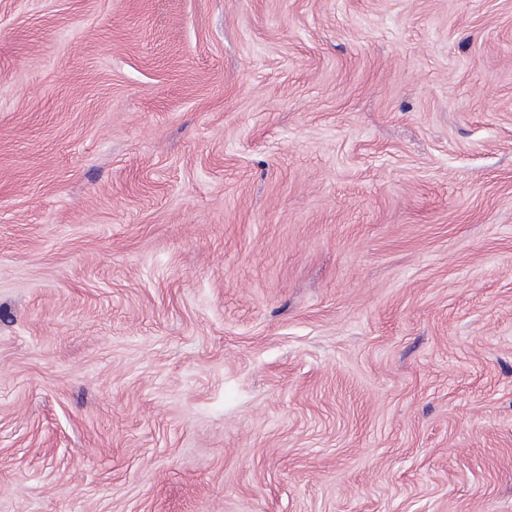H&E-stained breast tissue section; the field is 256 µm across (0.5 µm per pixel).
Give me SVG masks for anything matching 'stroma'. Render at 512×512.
<instances>
[{"label":"stroma","instance_id":"stroma-1","mask_svg":"<svg viewBox=\"0 0 512 512\" xmlns=\"http://www.w3.org/2000/svg\"><path fill=\"white\" fill-rule=\"evenodd\" d=\"M0 512H512V0H0Z\"/></svg>","mask_w":512,"mask_h":512}]
</instances>
